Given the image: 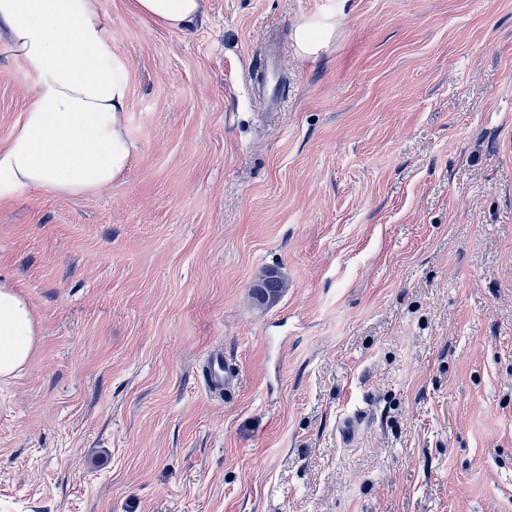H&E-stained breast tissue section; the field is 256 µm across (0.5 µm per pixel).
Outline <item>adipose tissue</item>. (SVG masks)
<instances>
[{"mask_svg":"<svg viewBox=\"0 0 512 512\" xmlns=\"http://www.w3.org/2000/svg\"><path fill=\"white\" fill-rule=\"evenodd\" d=\"M131 5L158 26L180 30L203 0ZM0 29L35 78L22 122L0 148V197L26 187L74 197L109 188L134 149L124 124L129 65L94 0H0ZM36 336L24 298L0 283V380L22 372Z\"/></svg>","mask_w":512,"mask_h":512,"instance_id":"obj_1","label":"adipose tissue"}]
</instances>
